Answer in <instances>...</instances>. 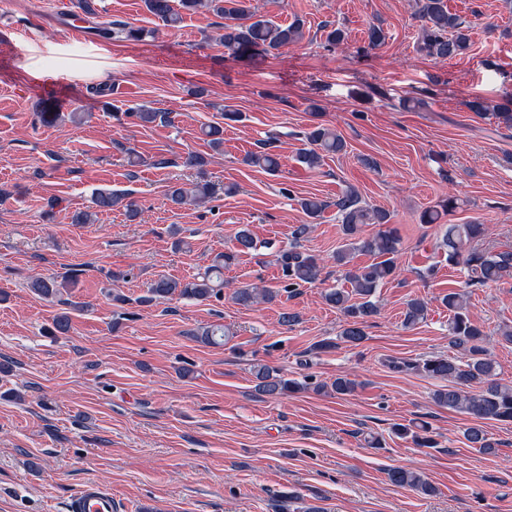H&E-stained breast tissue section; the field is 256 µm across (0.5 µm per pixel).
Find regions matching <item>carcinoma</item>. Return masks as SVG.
Returning <instances> with one entry per match:
<instances>
[{"instance_id":"obj_1","label":"carcinoma","mask_w":512,"mask_h":512,"mask_svg":"<svg viewBox=\"0 0 512 512\" xmlns=\"http://www.w3.org/2000/svg\"><path fill=\"white\" fill-rule=\"evenodd\" d=\"M187 11L205 9L222 18V33L218 41L236 59H253L270 55L282 47L297 43L302 38L303 23L297 19L284 26L274 23L262 15L254 0H179ZM416 14L422 21L416 42V51L440 61L464 54L470 47L469 23L460 15L448 10L446 0H415ZM146 10L167 26L180 20L172 0H144ZM148 34L143 28L114 20L96 30V35L106 40L136 41ZM470 111L483 114L493 111L496 118L512 127V97L489 107L475 98L467 103ZM309 148L302 151L298 160L309 169L322 165L324 157L346 151V142L333 128L318 125L305 133ZM247 165L275 175L279 172L280 157L268 147L246 154ZM214 192L209 183L194 184L189 188L173 186L168 191L170 201L183 205L187 201L202 200ZM121 201V195L110 189H99L93 195V204L99 211H110ZM457 199L448 196L441 201V210L427 209L421 221L435 224L441 212L456 208ZM304 214L316 219L327 208V203L317 197L299 201ZM346 244L336 250V263L346 267L344 279L350 288H330L324 293L326 303L338 310L345 318L340 339L353 346L366 337L365 328L371 318L378 314L375 301L377 289L399 273L397 255L400 237L391 227L388 211L373 207L362 201L357 190L348 186L335 201ZM376 224L379 230L367 238L359 237L360 226ZM492 231L485 224L469 222L450 224L443 235V246L448 248V264L459 266L466 275V286L486 288L502 282L512 275V251H494L485 246ZM234 249L217 255L213 264L203 274L191 280H179L161 276L154 280L141 304L166 301L173 298L204 302L219 297L224 288V270L236 260L237 255L255 248L254 238L247 228L239 229L235 236ZM360 253L373 257L366 265L351 264L353 255ZM277 262L286 279L283 290L299 288L318 280L320 265L318 258L298 250V243L280 251ZM66 284L54 278H37L31 282L33 293L44 299H55L61 295ZM277 292L271 289L258 290L243 286L233 291V299L243 306H251L259 300L271 301ZM467 293L450 291L443 296L442 303L448 307V345L457 351L454 356H432L415 363H396V369H415L426 375L448 382V387L433 394L434 402L443 408L464 414L478 425L466 430V440L476 448L490 452L496 443L483 429L486 422H512V386H505L497 379L495 362L489 357L487 342L489 334L484 326L476 323L468 309ZM427 314V302L412 298L406 303L403 325L413 327ZM195 341L203 345H216L226 337L220 325L202 327L192 333ZM257 390L267 396L277 397L289 392L305 390L308 384L285 378L272 368L257 364L253 367ZM391 483L408 487L418 492H430L432 486L420 475L402 468L389 470Z\"/></svg>"}]
</instances>
